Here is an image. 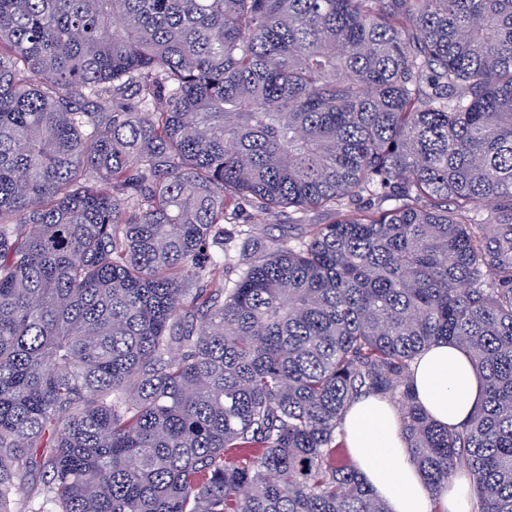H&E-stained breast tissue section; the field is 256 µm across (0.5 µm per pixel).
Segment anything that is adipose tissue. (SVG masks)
Segmentation results:
<instances>
[{
  "label": "adipose tissue",
  "mask_w": 512,
  "mask_h": 512,
  "mask_svg": "<svg viewBox=\"0 0 512 512\" xmlns=\"http://www.w3.org/2000/svg\"><path fill=\"white\" fill-rule=\"evenodd\" d=\"M410 381L429 416L443 426L468 419L483 389L471 362L454 346L439 343L413 363ZM345 446L374 494L389 512H470L469 482L458 479L433 501L402 435L396 409L375 395L357 399L343 425Z\"/></svg>",
  "instance_id": "1"
}]
</instances>
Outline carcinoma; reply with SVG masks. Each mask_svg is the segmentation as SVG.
<instances>
[{"instance_id":"carcinoma-1","label":"carcinoma","mask_w":512,"mask_h":512,"mask_svg":"<svg viewBox=\"0 0 512 512\" xmlns=\"http://www.w3.org/2000/svg\"><path fill=\"white\" fill-rule=\"evenodd\" d=\"M239 200L335 221L214 288ZM365 393L512 512V0H0V512H388ZM410 381L422 407L445 427L468 419L483 394L471 362L446 343L433 345L418 357Z\"/></svg>"}]
</instances>
